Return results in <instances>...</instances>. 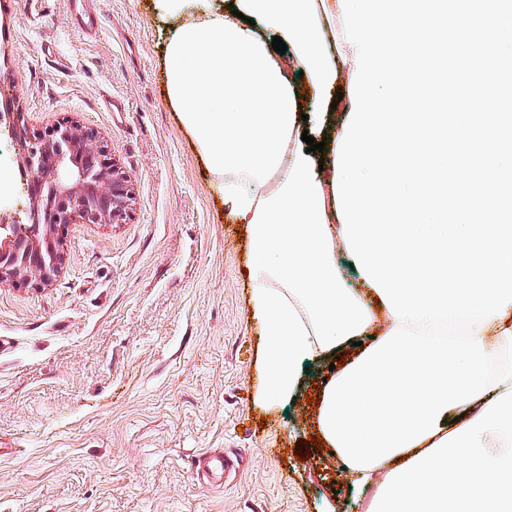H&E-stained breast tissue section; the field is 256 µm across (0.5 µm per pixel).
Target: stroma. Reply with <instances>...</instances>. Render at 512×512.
Returning a JSON list of instances; mask_svg holds the SVG:
<instances>
[{
  "label": "stroma",
  "mask_w": 512,
  "mask_h": 512,
  "mask_svg": "<svg viewBox=\"0 0 512 512\" xmlns=\"http://www.w3.org/2000/svg\"><path fill=\"white\" fill-rule=\"evenodd\" d=\"M95 6L90 38L69 0H0V112L93 132L131 193L123 223L70 225L49 284L0 285V512H368L372 489L311 442L328 363L291 403L256 402L248 234L167 98L179 18ZM19 150L0 125V209L26 219ZM206 450L244 472L206 487L191 469Z\"/></svg>",
  "instance_id": "stroma-1"
}]
</instances>
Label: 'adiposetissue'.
<instances>
[{"mask_svg": "<svg viewBox=\"0 0 512 512\" xmlns=\"http://www.w3.org/2000/svg\"><path fill=\"white\" fill-rule=\"evenodd\" d=\"M187 21L166 47V89L218 182L238 223L247 226L253 256L251 310L262 325L261 405L295 396L306 362L342 354L357 338L380 340L394 318L349 288L336 261L345 248L331 232L336 217L332 176L319 169L321 153L301 139L303 72L311 89L327 95L337 64L354 68L355 50L337 40L325 49L334 17L321 0H158ZM282 37L279 61L256 29ZM440 430L384 461L369 512H512V379L479 399L443 413Z\"/></svg>", "mask_w": 512, "mask_h": 512, "instance_id": "adipose-tissue-1", "label": "adipose tissue"}]
</instances>
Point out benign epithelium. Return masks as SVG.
Segmentation results:
<instances>
[{
	"mask_svg": "<svg viewBox=\"0 0 512 512\" xmlns=\"http://www.w3.org/2000/svg\"><path fill=\"white\" fill-rule=\"evenodd\" d=\"M22 167L30 172V193L39 198L41 187L50 189L43 219L47 250L38 238L24 252L23 263L16 266L19 251L0 247V285H41L49 282L61 265L58 246L67 236L69 225L120 224L125 220L128 189L125 178L112 158L89 133L71 123H60L42 133L19 130Z\"/></svg>",
	"mask_w": 512,
	"mask_h": 512,
	"instance_id": "1",
	"label": "benign epithelium"
}]
</instances>
